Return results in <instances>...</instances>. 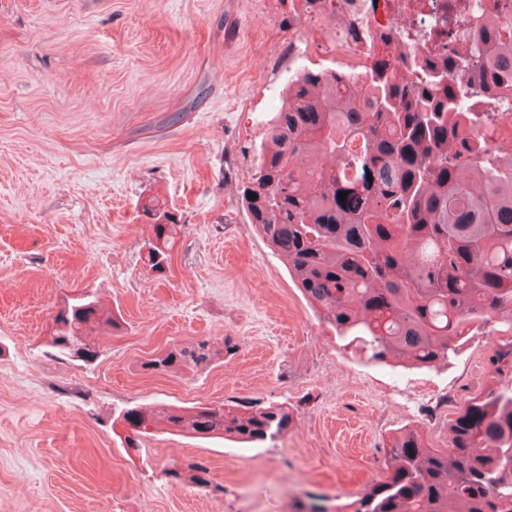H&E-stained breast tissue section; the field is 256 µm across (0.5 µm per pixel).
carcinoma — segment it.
Here are the masks:
<instances>
[{"label": "carcinoma", "instance_id": "carcinoma-1", "mask_svg": "<svg viewBox=\"0 0 512 512\" xmlns=\"http://www.w3.org/2000/svg\"><path fill=\"white\" fill-rule=\"evenodd\" d=\"M490 66H512V42L475 47L452 62H425L415 84L376 58L371 84L337 93L336 69L304 66L288 80L243 186L255 233L288 262L309 305L344 350L374 365L401 357L413 368L446 364L474 326L512 314V151L472 136L477 113L455 99L491 89ZM372 178H367V174ZM347 193L339 200V193ZM255 199H248V194ZM154 238L145 265L162 275L176 243V216L144 207ZM94 295L65 299L50 345L91 358L89 334L108 324ZM207 340L173 346L145 363L157 371L204 369ZM495 377L512 373V339L490 358ZM164 419L177 433L273 443L291 428L287 406L245 411L222 403L183 411L134 406L122 414L133 447ZM448 447L431 448L415 429L384 448V475L336 510L311 501L297 512H512V385L470 397L451 421ZM208 490L200 461L165 472Z\"/></svg>", "mask_w": 512, "mask_h": 512}]
</instances>
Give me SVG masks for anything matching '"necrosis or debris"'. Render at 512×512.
I'll return each instance as SVG.
<instances>
[{
  "mask_svg": "<svg viewBox=\"0 0 512 512\" xmlns=\"http://www.w3.org/2000/svg\"><path fill=\"white\" fill-rule=\"evenodd\" d=\"M289 19L299 27L300 44H315L336 58L338 67L365 78L372 59L397 58L402 75L424 56L441 60L465 54L473 38L494 26L512 27V0H289ZM512 76L494 89L463 100L465 112H493L494 122L475 131L489 143L512 141Z\"/></svg>",
  "mask_w": 512,
  "mask_h": 512,
  "instance_id": "4bbe7bcc",
  "label": "necrosis or debris"
}]
</instances>
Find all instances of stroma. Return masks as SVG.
Instances as JSON below:
<instances>
[{
	"mask_svg": "<svg viewBox=\"0 0 512 512\" xmlns=\"http://www.w3.org/2000/svg\"><path fill=\"white\" fill-rule=\"evenodd\" d=\"M287 0H0V512H296L348 500L384 473L406 428L430 447L493 386L504 324L474 331L431 370L345 352L246 216L250 146L297 68ZM152 198L181 229L149 272ZM96 291L117 325L90 362L47 344L66 298ZM239 349L225 355L224 340ZM209 339L200 372L148 359ZM286 404L274 444L153 431L125 442L122 413ZM192 460L219 492L168 482Z\"/></svg>",
	"mask_w": 512,
	"mask_h": 512,
	"instance_id": "obj_1",
	"label": "stroma"
}]
</instances>
